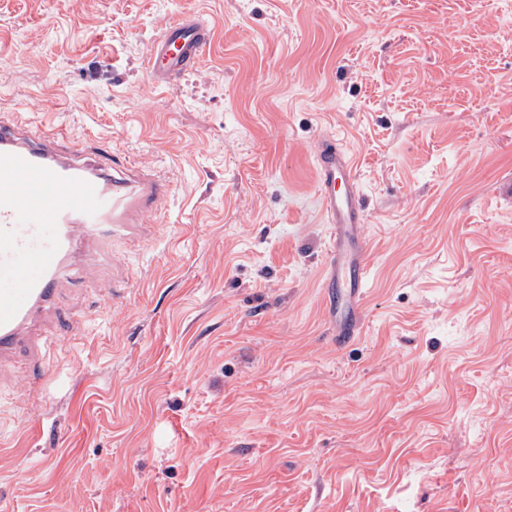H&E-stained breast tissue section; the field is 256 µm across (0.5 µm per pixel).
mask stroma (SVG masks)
Returning <instances> with one entry per match:
<instances>
[{
  "instance_id": "1",
  "label": "stroma",
  "mask_w": 512,
  "mask_h": 512,
  "mask_svg": "<svg viewBox=\"0 0 512 512\" xmlns=\"http://www.w3.org/2000/svg\"><path fill=\"white\" fill-rule=\"evenodd\" d=\"M212 29L156 87L164 19ZM0 116L171 182L156 242L57 301L62 384L0 390L11 512H512V0H0ZM362 185L328 335L322 136Z\"/></svg>"
}]
</instances>
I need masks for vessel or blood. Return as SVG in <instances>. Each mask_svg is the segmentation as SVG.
I'll return each mask as SVG.
<instances>
[{
  "label": "vessel or blood",
  "instance_id": "obj_1",
  "mask_svg": "<svg viewBox=\"0 0 512 512\" xmlns=\"http://www.w3.org/2000/svg\"><path fill=\"white\" fill-rule=\"evenodd\" d=\"M209 39V25L196 15L165 23L149 57L152 82L165 86L193 71ZM315 165L319 199L334 232L326 292L342 346L363 329L364 209L354 164L335 139L321 140ZM166 194L134 160L101 149L86 157L64 129L25 130L0 119V363L39 361L44 322L68 334L70 319L54 310L73 258L98 264L108 244L113 268H121L127 243L163 222ZM55 380L46 370L18 378L14 387L28 400Z\"/></svg>",
  "mask_w": 512,
  "mask_h": 512
}]
</instances>
